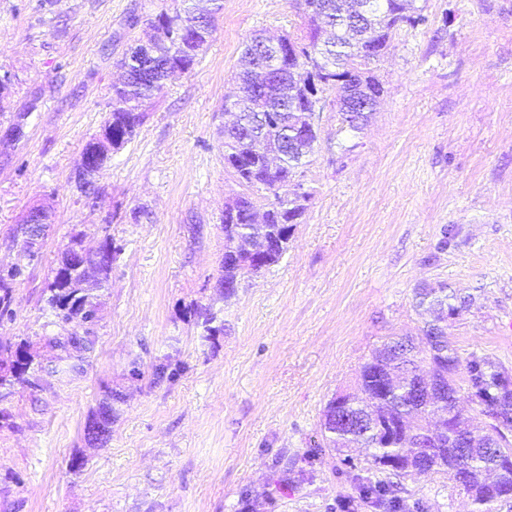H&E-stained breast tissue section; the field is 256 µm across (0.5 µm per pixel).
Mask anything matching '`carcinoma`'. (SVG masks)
Segmentation results:
<instances>
[{
  "mask_svg": "<svg viewBox=\"0 0 512 512\" xmlns=\"http://www.w3.org/2000/svg\"><path fill=\"white\" fill-rule=\"evenodd\" d=\"M310 31L303 36L290 34L268 45L277 75L271 77L254 62L244 48L240 70L235 79L239 91L250 93L243 120L253 129L249 138L230 133L224 127V161L239 184L268 193L262 223L255 224L257 202L247 194H236L224 203L235 209L240 223L224 225V248L239 238L270 240L278 225L298 223L307 192L282 197L277 188L294 183L304 160L317 140L313 116L327 89L336 87L341 94L356 90L378 101L384 93L381 81L369 65L388 50L394 32L403 24L417 27L426 23L416 0H304ZM361 6L368 25L356 28L348 23L355 6ZM221 9L218 0H181L174 12L156 14L153 47L131 46L117 65L127 70L123 80L112 86V106L103 124L101 137L112 149L130 142L143 122L142 107L167 79V69L190 71L199 52L208 44L214 26H195L207 22ZM342 123L361 130L369 121V112H350L339 105ZM83 233L72 234L61 252L52 278L45 289L47 310L57 321L76 324L77 329L60 338L51 336L47 344L58 350L53 372H72L82 368L95 344L92 326L99 314L97 291L108 282L112 261H84L76 253ZM41 259V249L26 247L7 271H0V320L12 317L13 291L28 267ZM249 273L244 266L221 265L219 283L224 298L236 294L233 284ZM416 306L428 312L448 311L453 316L472 303L469 296L448 294L446 288H418ZM197 325L209 340L224 331L216 313L202 308L196 311ZM423 342L408 337L385 342L361 368L358 387L353 392L336 394L327 403L321 424L325 447L344 455L352 463L350 450L360 445L372 449L371 463L380 471L396 477L418 469L423 475L443 473L459 484L476 512H490L503 492L512 490V442L493 425L481 432L469 428L468 418L457 408V393L462 384L473 381L484 393L488 414L512 416V388L504 384L502 372L485 357H471L466 375L460 376L461 360L448 338V327L432 320L421 329ZM5 358L0 360V403L9 399L16 384L31 389L41 387L40 373L45 367L34 362L30 344H0ZM432 372L454 386L452 393L441 394L426 388L415 390L420 373ZM119 394L105 387L104 397L88 417L91 443L104 442L112 427V402ZM458 427L469 431L473 444L457 448L451 433Z\"/></svg>",
  "mask_w": 512,
  "mask_h": 512,
  "instance_id": "1",
  "label": "carcinoma"
}]
</instances>
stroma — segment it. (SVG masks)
<instances>
[{"label":"stroma","instance_id":"obj_1","mask_svg":"<svg viewBox=\"0 0 512 512\" xmlns=\"http://www.w3.org/2000/svg\"><path fill=\"white\" fill-rule=\"evenodd\" d=\"M178 3L0 0V77L11 79L0 133L31 111L21 138L0 142V264L23 248L13 229L29 208L51 205L42 259L0 340L51 361L44 337L70 328L50 323L42 294L70 233L115 247L84 370L44 374L6 406L0 512H244L267 494L272 512H384L361 492L383 478L368 453L349 467L318 441L327 402L373 351L417 334L415 288L472 295L448 321L461 361L512 374V0H418L426 24L398 29L372 65L385 92L363 131L341 126L339 93L325 92L288 251L229 299L221 217L243 187L224 166V98L254 32L303 33L302 0H222L193 69L165 82L113 151L96 206L74 182L110 110L115 60ZM200 306L224 321L214 340L200 336ZM106 386L122 399L93 448L85 424ZM396 496L403 512L471 510L442 473L402 478Z\"/></svg>","mask_w":512,"mask_h":512}]
</instances>
